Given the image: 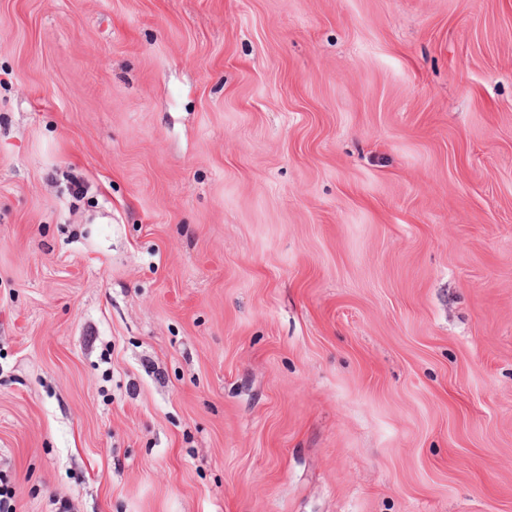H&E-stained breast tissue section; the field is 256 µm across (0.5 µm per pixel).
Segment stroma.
I'll list each match as a JSON object with an SVG mask.
<instances>
[{
	"mask_svg": "<svg viewBox=\"0 0 512 512\" xmlns=\"http://www.w3.org/2000/svg\"><path fill=\"white\" fill-rule=\"evenodd\" d=\"M0 481L512 512V0H0Z\"/></svg>",
	"mask_w": 512,
	"mask_h": 512,
	"instance_id": "obj_1",
	"label": "stroma"
}]
</instances>
